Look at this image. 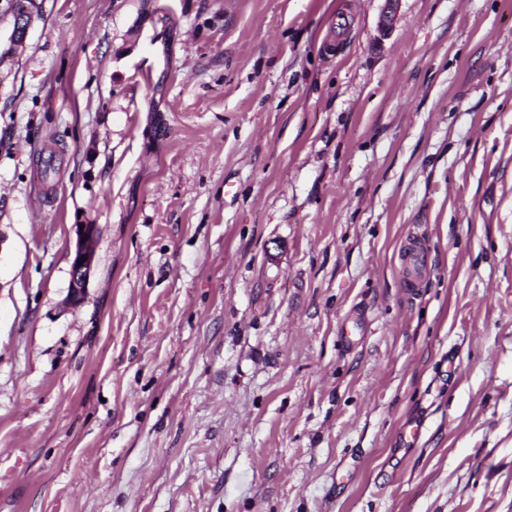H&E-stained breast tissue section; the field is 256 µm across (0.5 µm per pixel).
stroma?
Wrapping results in <instances>:
<instances>
[{
  "mask_svg": "<svg viewBox=\"0 0 512 512\" xmlns=\"http://www.w3.org/2000/svg\"><path fill=\"white\" fill-rule=\"evenodd\" d=\"M37 2L0 512H512V0ZM80 225H84L83 231H80ZM96 237V225L77 224V240L70 270V301L74 305L82 302L85 288H87L94 262ZM82 257H86V260L83 261L82 265H79Z\"/></svg>",
  "mask_w": 512,
  "mask_h": 512,
  "instance_id": "stroma-1",
  "label": "stroma"
}]
</instances>
